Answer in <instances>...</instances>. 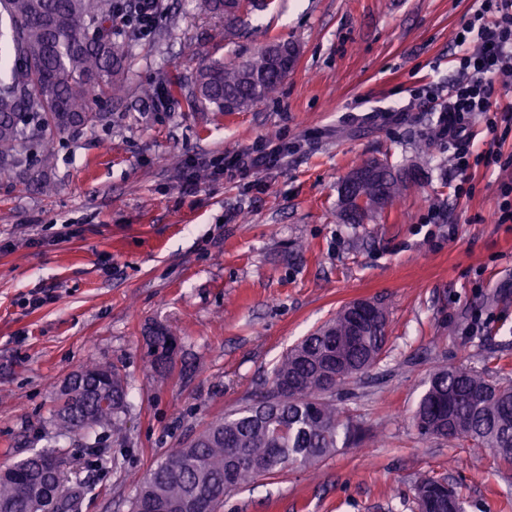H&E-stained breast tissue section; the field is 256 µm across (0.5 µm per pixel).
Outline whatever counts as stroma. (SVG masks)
Here are the masks:
<instances>
[{"mask_svg":"<svg viewBox=\"0 0 512 512\" xmlns=\"http://www.w3.org/2000/svg\"><path fill=\"white\" fill-rule=\"evenodd\" d=\"M167 3L156 32L132 38L130 95L55 139L50 166L34 148L42 188L0 176V240L13 243L0 251V466L62 451L95 487L76 512H130L170 448L265 391L287 349L367 298L388 314L387 353L336 398L360 445L259 478L221 512H415L414 487L432 476L466 512H512L511 467L471 442L421 436L412 420L436 368L512 380V223L492 220L512 167L459 175L435 110L478 0H269L232 36L201 0ZM273 37L294 43L298 62L277 97L247 111L133 93L158 70L187 84L202 62L246 59ZM493 102L502 138L476 123L473 151L509 157L512 78ZM279 145L288 154L270 168L212 172L224 154ZM372 158L415 176L382 212L344 223L340 184ZM160 325L179 344L161 374L146 366ZM92 363L124 373L125 426L60 435L55 391ZM95 444L108 451L102 472L84 466Z\"/></svg>","mask_w":512,"mask_h":512,"instance_id":"35a3bbf8","label":"stroma"}]
</instances>
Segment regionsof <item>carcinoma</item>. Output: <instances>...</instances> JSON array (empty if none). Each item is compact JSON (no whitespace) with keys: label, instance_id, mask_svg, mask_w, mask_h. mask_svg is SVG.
I'll return each instance as SVG.
<instances>
[{"label":"carcinoma","instance_id":"obj_1","mask_svg":"<svg viewBox=\"0 0 512 512\" xmlns=\"http://www.w3.org/2000/svg\"><path fill=\"white\" fill-rule=\"evenodd\" d=\"M205 9L224 16V31L233 33L240 13L265 6L261 0H204ZM140 0H0V171L27 174L31 150L43 147V162L52 157L50 138L76 128L93 127L103 118L97 104L124 90L125 72L132 58L130 41L121 38L119 23L135 27ZM290 69L256 49L240 62L210 61L199 65L188 101L216 112H244L273 97ZM182 83L166 74L158 85L144 88L146 97L173 95ZM389 200L401 195L406 183L384 164ZM388 323L369 330L346 352V361L365 372L382 361ZM348 333V318L336 312L321 328L289 349L271 372L265 393L235 412L211 421L140 482L137 497L158 502L168 512L201 499V512H219L224 496L260 477L285 469L288 459L301 466L315 464L340 448L361 441V429L336 407V393L354 378L336 375V352ZM178 353L177 337L157 328L148 353L149 366L161 372ZM458 397L454 416L462 435L491 449L512 466V385L494 382L466 365L433 371L414 413L422 436L438 437L442 419L436 394ZM127 390L119 369L112 365H84L71 385L59 391L54 421L65 433L89 432L97 427L122 429ZM287 433L275 435L276 425ZM37 451L11 465L13 476L0 475V512H33L37 498L48 499L49 512H73L77 500L92 491L84 481H70L62 469L61 495L55 482H45ZM443 477L421 481V491L437 492Z\"/></svg>","mask_w":512,"mask_h":512}]
</instances>
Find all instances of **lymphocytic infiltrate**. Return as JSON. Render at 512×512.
Instances as JSON below:
<instances>
[{
    "label": "lymphocytic infiltrate",
    "instance_id": "lymphocytic-infiltrate-1",
    "mask_svg": "<svg viewBox=\"0 0 512 512\" xmlns=\"http://www.w3.org/2000/svg\"><path fill=\"white\" fill-rule=\"evenodd\" d=\"M461 36L473 49L459 61L440 133L452 140L455 167L463 174L471 167L470 122L479 118L488 134L497 131L492 97L496 79L512 76V0H480Z\"/></svg>",
    "mask_w": 512,
    "mask_h": 512
}]
</instances>
